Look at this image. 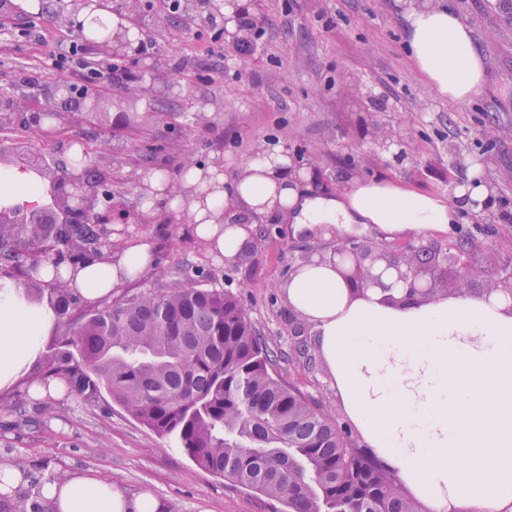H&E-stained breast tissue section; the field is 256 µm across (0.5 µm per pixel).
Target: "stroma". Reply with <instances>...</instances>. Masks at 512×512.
I'll use <instances>...</instances> for the list:
<instances>
[{"label": "stroma", "mask_w": 512, "mask_h": 512, "mask_svg": "<svg viewBox=\"0 0 512 512\" xmlns=\"http://www.w3.org/2000/svg\"><path fill=\"white\" fill-rule=\"evenodd\" d=\"M406 0H261L250 16L259 30L251 56H224V32L198 19L184 27V10L168 12L162 0H141L157 23L144 32L149 52L116 48L102 55L132 75L121 86L87 82L76 69L58 68L51 52L64 51L77 35L63 26L60 0H39L37 17L19 19L0 32V90L13 107L0 123V145L29 141L48 162L67 164L82 144L90 160L112 173V188L127 212L139 211L144 178L152 171L178 175L185 159L207 163L223 156L234 176L259 147H287L296 167L307 169L314 189L349 187L360 179H386L448 197L472 165L494 188L485 215L465 213L448 231L391 238L374 225L358 239L401 250L413 241L446 245L472 239L474 263L512 265V17L497 0H451L475 30L486 61L482 92L451 106L412 67L403 47L398 13ZM107 100L111 134L77 110L58 113L51 127L33 131L30 109L60 78ZM152 81L165 90L127 104L128 92ZM393 132L400 151H384L375 129ZM249 258L232 264L212 259L185 219L160 213L135 225L152 243L155 263L146 274L112 292L121 300L148 288L192 279L200 287L233 294L269 340L282 379L316 403L338 410L326 383L324 360L307 365L295 357L296 336L314 332L289 306L290 270L336 245L322 230L284 237L277 220H256ZM23 459L28 478L50 470L90 468L130 492L143 488L164 499L171 512H272L253 493L203 471L175 444L129 416L110 396L92 404L68 397L31 399L26 386L0 394V463Z\"/></svg>", "instance_id": "35a3bbf8"}]
</instances>
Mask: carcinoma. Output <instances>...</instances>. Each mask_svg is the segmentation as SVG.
I'll use <instances>...</instances> for the list:
<instances>
[{
	"mask_svg": "<svg viewBox=\"0 0 512 512\" xmlns=\"http://www.w3.org/2000/svg\"><path fill=\"white\" fill-rule=\"evenodd\" d=\"M19 247L0 251L36 300L47 293L59 315L76 303L69 288H44L27 227L0 228ZM67 260L94 261L100 227L67 224ZM276 356L237 298L189 281L148 289L94 308L48 347L42 373L62 379L84 402L108 394L128 415L173 441L201 469L284 507V512H419L383 461L352 439L330 411L277 376ZM36 485L0 512H45Z\"/></svg>",
	"mask_w": 512,
	"mask_h": 512,
	"instance_id": "carcinoma-1",
	"label": "carcinoma"
}]
</instances>
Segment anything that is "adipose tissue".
Segmentation results:
<instances>
[{
    "instance_id": "1",
    "label": "adipose tissue",
    "mask_w": 512,
    "mask_h": 512,
    "mask_svg": "<svg viewBox=\"0 0 512 512\" xmlns=\"http://www.w3.org/2000/svg\"><path fill=\"white\" fill-rule=\"evenodd\" d=\"M401 19L427 86L449 104L471 102L485 61L450 0H409ZM308 178L285 148L263 147L231 179L214 164L184 169L174 197L169 175L150 173L141 214L185 217L215 259L231 262L253 247L258 216H278L297 233L373 224L395 237L446 227L490 193L476 168L446 198L380 180L314 195L304 188ZM152 262L151 243L133 236L104 260L62 271L77 296L94 303ZM285 292L315 329L343 411L401 488L427 512H512V311L504 303L465 292L393 306L377 289L353 299L333 266L316 262L295 267ZM59 322L50 301H28L17 280L0 276V392L40 359ZM40 499L51 512H170L152 492L127 493L92 470L45 478Z\"/></svg>"
}]
</instances>
